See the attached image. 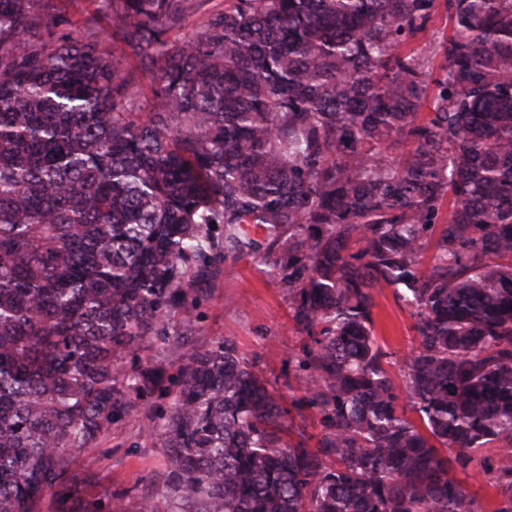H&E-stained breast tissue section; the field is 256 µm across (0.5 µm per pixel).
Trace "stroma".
Returning a JSON list of instances; mask_svg holds the SVG:
<instances>
[{"instance_id": "1", "label": "stroma", "mask_w": 512, "mask_h": 512, "mask_svg": "<svg viewBox=\"0 0 512 512\" xmlns=\"http://www.w3.org/2000/svg\"><path fill=\"white\" fill-rule=\"evenodd\" d=\"M374 297L375 331L390 354V376L401 388L405 385L403 361L418 345L413 319L392 288H376ZM196 312L198 321L193 325L181 311L167 314L169 334L183 337L184 342L165 350L151 349L153 361L172 367L189 349L224 338L256 362L283 405L301 396L306 376L299 373L297 361L303 336L296 329L287 295L250 256L226 258L221 273L207 283ZM144 423L141 414L124 418L113 424L98 447L77 453L75 479L82 480L88 472L96 476L94 483L82 489L90 512H109L115 496L123 498L126 512H139L144 497H161L165 450L155 440L142 437Z\"/></svg>"}]
</instances>
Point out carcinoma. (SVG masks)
I'll return each mask as SVG.
<instances>
[{
  "label": "carcinoma",
  "instance_id": "carcinoma-1",
  "mask_svg": "<svg viewBox=\"0 0 512 512\" xmlns=\"http://www.w3.org/2000/svg\"><path fill=\"white\" fill-rule=\"evenodd\" d=\"M74 2L0 0V512H78L71 450L136 414L170 512H482L458 470L512 512V0ZM230 254L308 338L312 445L229 340L143 362ZM448 33V20L445 17L443 9H441L438 14L434 16L428 35L422 40L415 41L410 47L422 51L424 55L438 62L440 57H434L432 51L438 41L442 40L443 37H448ZM374 297L373 314L378 341L384 350L391 353L390 364L386 367L394 384L405 394L403 360L418 345L412 329L411 307L398 300L390 287L376 288Z\"/></svg>",
  "mask_w": 512,
  "mask_h": 512
}]
</instances>
